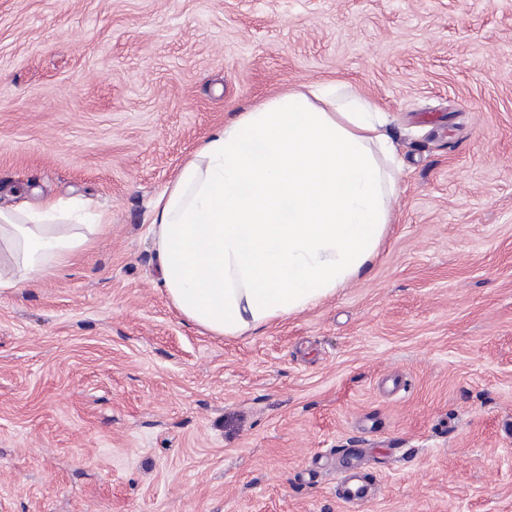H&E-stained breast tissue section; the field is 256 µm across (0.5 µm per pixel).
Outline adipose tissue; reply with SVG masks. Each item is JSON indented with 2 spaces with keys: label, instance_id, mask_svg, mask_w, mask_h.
Instances as JSON below:
<instances>
[{
  "label": "adipose tissue",
  "instance_id": "1",
  "mask_svg": "<svg viewBox=\"0 0 512 512\" xmlns=\"http://www.w3.org/2000/svg\"><path fill=\"white\" fill-rule=\"evenodd\" d=\"M382 113L333 82L286 89L215 128L153 203L158 279L215 336L299 314L359 278L393 219L399 169ZM77 203L0 209V288L88 241Z\"/></svg>",
  "mask_w": 512,
  "mask_h": 512
}]
</instances>
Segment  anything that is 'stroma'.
<instances>
[{"label": "stroma", "instance_id": "stroma-1", "mask_svg": "<svg viewBox=\"0 0 512 512\" xmlns=\"http://www.w3.org/2000/svg\"><path fill=\"white\" fill-rule=\"evenodd\" d=\"M326 81L386 115L393 222L317 305L206 333L153 202L234 113ZM42 199L112 222L0 288V512H512V0H0V207ZM336 497L348 504L363 502L375 495L371 480L361 478L353 470L336 481Z\"/></svg>", "mask_w": 512, "mask_h": 512}]
</instances>
